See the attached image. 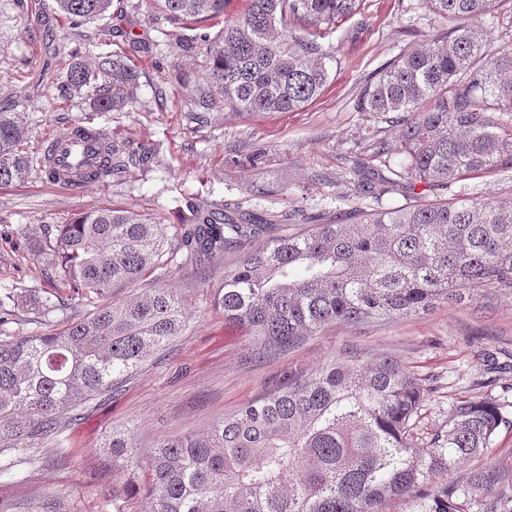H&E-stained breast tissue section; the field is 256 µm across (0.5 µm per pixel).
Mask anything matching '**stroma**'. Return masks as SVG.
I'll return each mask as SVG.
<instances>
[{"mask_svg":"<svg viewBox=\"0 0 512 512\" xmlns=\"http://www.w3.org/2000/svg\"><path fill=\"white\" fill-rule=\"evenodd\" d=\"M419 0H364L360 14L339 22L323 41L336 61L323 94L294 112L240 113L211 110L195 120L194 89L201 83L204 47L185 51L184 26L172 24L147 0H112L104 18L79 27L57 9L56 0H0V106L22 112L24 143L40 157L44 140L74 123L104 130L127 152H148L147 169H129L79 191L48 183L32 168L23 183L0 185V293L33 298L0 325L4 336L54 333L94 308L38 259L34 240L95 206L149 215L165 224L166 250L178 244L189 204L222 205L254 200L258 209L296 210L336 218L373 197L355 192L348 171L369 158L374 142L395 143L396 124L359 111L365 86L400 52L442 33ZM122 48L140 76L135 98L124 111H92L84 93H65L64 73L74 58ZM435 199L474 197L512 207V172L478 174L454 182ZM223 267L188 283L172 268L167 282L187 304L182 333L112 394L71 414L58 438L44 442L34 463L0 474V512L22 504L62 501L66 512H115L112 488L144 487L145 463L158 439L206 428L273 391L284 379L310 373L333 359L384 354L396 357L419 379L425 400L412 436L425 447L456 402L491 397L509 425L500 427L485 462L512 465V298L493 297L351 326L334 323L298 348L260 357L245 330L225 322L210 295ZM53 308L43 314L42 305ZM129 429L140 466L105 468L104 444L113 430Z\"/></svg>","mask_w":512,"mask_h":512,"instance_id":"obj_1","label":"stroma"}]
</instances>
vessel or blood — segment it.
Here are the masks:
<instances>
[{"label":"vessel or blood","instance_id":"vessel-or-blood-1","mask_svg":"<svg viewBox=\"0 0 512 512\" xmlns=\"http://www.w3.org/2000/svg\"><path fill=\"white\" fill-rule=\"evenodd\" d=\"M45 146L49 151L47 162L54 170L56 184L71 188L78 181L79 171L97 153L100 144L81 133L79 126L50 135Z\"/></svg>","mask_w":512,"mask_h":512}]
</instances>
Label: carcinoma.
Listing matches in <instances>:
<instances>
[{"mask_svg":"<svg viewBox=\"0 0 512 512\" xmlns=\"http://www.w3.org/2000/svg\"><path fill=\"white\" fill-rule=\"evenodd\" d=\"M179 24L224 20L200 33L207 83L199 105L216 100L237 112H290L321 95L330 55L317 42L354 16L362 0H152ZM452 27L422 49L404 51L365 85L359 110L397 114L398 145L379 142L372 158L431 191L473 174L512 169V46L486 51L485 17L497 0H420ZM77 25L94 22L112 0H56ZM298 25L311 32L303 36ZM139 73L120 52L76 59L65 87L93 90L95 112L123 110ZM508 116L496 120L494 114ZM28 131L20 112H0V185L22 182L32 159L20 149ZM150 156L112 149L83 179L119 177ZM378 167L349 170L376 209L351 210L288 231L280 217L227 202L190 206L182 225L180 267L220 265L224 282L213 304L243 327L262 354L302 345L325 326L371 323L426 310L438 302L512 296V208L488 201H421L382 206ZM165 225L140 214L94 207L36 241L61 280L94 312L67 328L34 336H0V457L24 455L59 433L67 415L112 393L186 326L184 297L164 284L175 260L164 250ZM154 279L130 300L112 289ZM424 388L391 355L332 362L277 387L202 430L157 441L145 487L147 512H381L408 499L414 512H512V468L487 464L454 479L484 455L509 419L493 398L463 400L418 449L411 421ZM130 435L112 432L103 454L128 461Z\"/></svg>","mask_w":512,"mask_h":512,"instance_id":"carcinoma-1","label":"carcinoma"}]
</instances>
